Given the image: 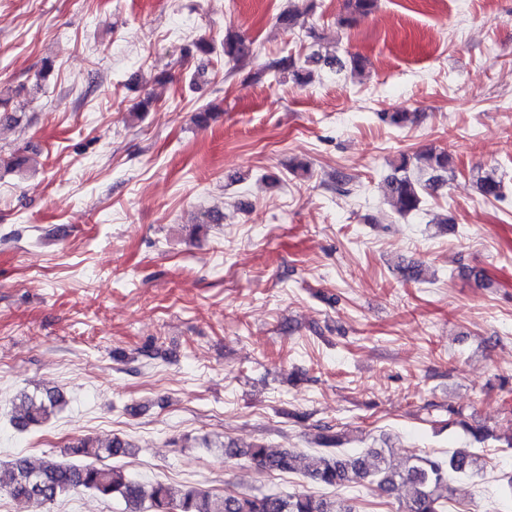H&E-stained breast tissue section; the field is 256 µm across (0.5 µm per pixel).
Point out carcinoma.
I'll list each match as a JSON object with an SVG mask.
<instances>
[{
	"instance_id": "cac0c4a2",
	"label": "carcinoma",
	"mask_w": 512,
	"mask_h": 512,
	"mask_svg": "<svg viewBox=\"0 0 512 512\" xmlns=\"http://www.w3.org/2000/svg\"><path fill=\"white\" fill-rule=\"evenodd\" d=\"M378 0H345L346 14L338 24L349 27L359 17L375 11ZM224 58L235 64L249 56V46L244 38L229 33L224 36ZM323 66L341 73L345 68L362 69L363 59L358 55L343 61L335 54L314 52L303 65L293 55H284L266 67L280 80L291 75L303 82L310 76L309 67ZM428 175L427 179L411 172V167ZM452 170L451 156L445 151L427 149L415 155V160L403 155L394 172L387 178L384 196L394 211L406 217L421 209L426 197L447 182L445 174ZM478 190L487 200L504 196L502 180L486 175L477 180ZM63 403V397L54 392H22L18 396L11 422L19 431L45 423ZM448 423L459 424L479 444L493 438L512 448V419L506 430L496 434V429L486 425L471 426L461 419V413L448 409ZM224 457H246L259 468L281 474H306L316 484L340 490L346 485L373 486L382 496H391L397 487L407 489L405 498L399 500L397 512H448L451 479L478 469L480 456L470 450H454L448 455H414L403 464H394L384 451L362 448L349 456L317 453L313 457L276 451L256 442L240 446L231 441L222 444ZM70 454L91 460L78 465L49 459L32 464L24 458L14 460L7 471H0V491L10 498L39 505L51 504L71 491H89L102 499L119 497L125 512H353L349 506L327 500L312 492L244 495L234 491L211 493L188 488L176 491L157 482L145 485L130 477L120 465H108V460H120L132 453L130 443L114 435L106 439L80 438L69 446Z\"/></svg>"
}]
</instances>
